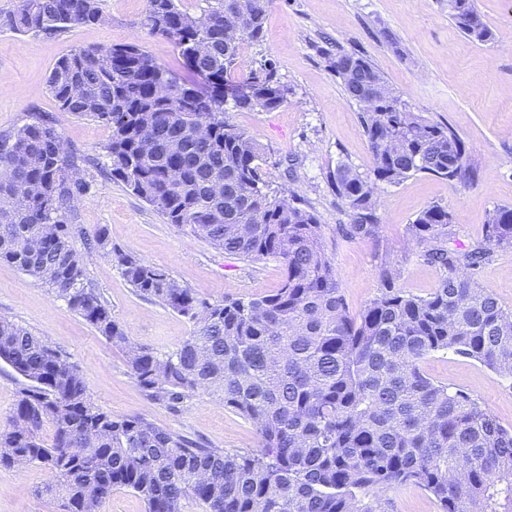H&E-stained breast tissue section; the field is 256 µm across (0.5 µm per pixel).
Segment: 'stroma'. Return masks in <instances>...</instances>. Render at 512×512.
Masks as SVG:
<instances>
[{
	"mask_svg": "<svg viewBox=\"0 0 512 512\" xmlns=\"http://www.w3.org/2000/svg\"><path fill=\"white\" fill-rule=\"evenodd\" d=\"M494 38L469 40L448 15V0H270L260 40L243 42L234 73L247 78L262 64L275 67L286 100L271 112L228 108L229 123L243 129L262 155L272 190L293 189L302 207L319 219L341 292L359 314L380 291L384 266L398 271L397 287L426 297L441 274L420 258L407 227L424 209L452 214V248L485 242L487 218L512 207V0H475ZM147 0H101V22L60 37L0 28V132L22 126L29 113L50 112L64 140L99 165L110 131L94 120L59 111L47 84L56 61L79 47L108 48L136 42L166 67L179 69L173 44L138 26ZM359 53L382 73L410 111L452 127L464 141L471 176L449 181L418 173L397 184H378L374 199L381 228L376 238L341 237L345 205L329 184L338 165L366 174L373 166L360 122V107L344 93L328 59L337 51ZM89 194L77 204L84 236L72 241L84 252L85 236L106 229L109 252L94 253L86 274L135 343L161 354L175 351L195 325L155 300L135 294L113 262L111 250L164 269L180 286L211 303L260 298L280 287L284 269L272 258L248 261L168 224L155 208L125 186L89 169ZM490 260L472 272L480 288L512 311V246L492 247ZM0 317L43 336L84 377L93 403L116 416H140L172 432L230 453L258 450L254 424L205 392L180 411L149 401L130 375L125 354L112 346L62 300L14 266L0 263ZM420 368L449 390L470 394L501 424L512 428V380L464 356L438 351ZM49 473L37 466L0 469V512H65L61 496L45 493ZM377 512H439L432 497L414 487L369 495Z\"/></svg>",
	"mask_w": 512,
	"mask_h": 512,
	"instance_id": "35a3bbf8",
	"label": "stroma"
}]
</instances>
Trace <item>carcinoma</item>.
<instances>
[{"label":"carcinoma","instance_id":"carcinoma-1","mask_svg":"<svg viewBox=\"0 0 512 512\" xmlns=\"http://www.w3.org/2000/svg\"><path fill=\"white\" fill-rule=\"evenodd\" d=\"M203 2L192 14L181 0H148L139 21L173 43L184 73L127 43L62 56L47 84L61 111L110 130L104 149L113 180L226 254L280 261V288L211 304L163 269L116 252L135 292L195 324L167 356L133 343L72 247L82 233L75 206L90 190L85 171L94 159L73 146L60 150L56 120L41 112L0 132V262L47 286L125 352L149 400L177 411L200 391L212 394L255 425L261 449L206 448L140 416L112 415L95 406L63 353L1 317L0 360L29 385L0 427V467L23 460L48 470L67 512H99L116 487L137 493L146 512H181L189 499L205 512H376L364 499L379 486L420 488L441 512H512V429L419 366L432 352L452 351L512 378V312L467 273L490 248H449L452 215L430 206L408 234L421 259L442 272L438 287L427 297L407 294L386 267L380 293L350 314L318 218L296 198L271 193L256 143L224 118L229 102L249 112L284 103L270 67L232 80L241 44L263 31L268 0ZM448 15L467 38L492 39L474 0H448ZM101 19L99 0H19L0 25L58 37ZM330 68L352 100L364 82L381 88L375 106L361 112L372 169L343 164L333 174L350 218L339 230L378 234L379 182L417 173L467 178L457 132L408 111L370 60L338 53ZM487 226L489 243L512 246L511 207L495 208ZM28 240L38 247L27 248ZM46 423L49 442L40 434Z\"/></svg>","mask_w":512,"mask_h":512}]
</instances>
